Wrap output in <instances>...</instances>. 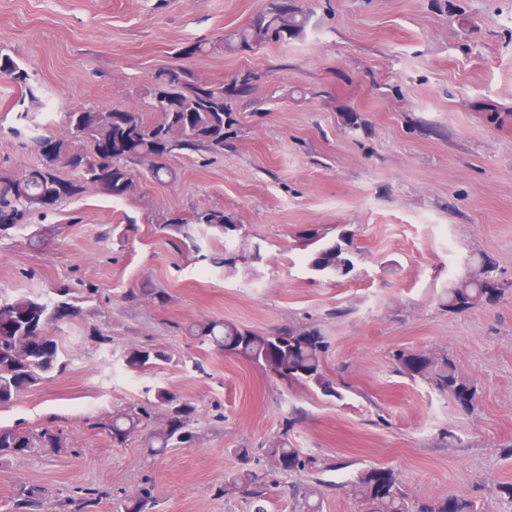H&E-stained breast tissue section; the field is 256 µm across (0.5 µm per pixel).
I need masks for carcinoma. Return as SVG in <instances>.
<instances>
[{"instance_id": "1", "label": "carcinoma", "mask_w": 512, "mask_h": 512, "mask_svg": "<svg viewBox=\"0 0 512 512\" xmlns=\"http://www.w3.org/2000/svg\"><path fill=\"white\" fill-rule=\"evenodd\" d=\"M309 14L299 3L285 10L282 0H268L266 8L252 23L224 35L222 48L250 53L265 43H283L299 36L307 26ZM0 75L29 85L30 74L10 54L0 51ZM251 90L250 76L230 87L222 83L199 82L184 67L161 71L148 89L150 107L157 119L149 124L138 112L115 109L111 112L77 110L68 113L67 125L72 138L83 142L76 147L67 139H56V154L40 153L41 163L29 168L20 178L0 184V236L18 227L33 212L51 207L86 192L124 198L133 187V167L152 156H170L185 151L206 150L221 154L231 137L232 124L226 103L227 93L242 97ZM207 228L227 235L238 230L222 209H201L187 219L166 218L162 228L173 233L180 245L194 242V233ZM309 250L311 271L325 278L343 277L353 267L352 252L344 237L326 239L314 231L302 238ZM467 297L470 307L491 304L498 296L486 293L480 281L462 277L448 289L443 306L448 313L460 312L457 299ZM78 296L60 290L59 298L33 297L27 294L0 296V408L14 405L31 388L54 373L66 369L53 326L81 314ZM190 336L208 343L217 351L241 357L276 375L288 384L317 390L326 397L343 399L324 364L328 341L321 331L311 327L290 326L263 335L221 319L199 320L187 328ZM169 357L157 347L135 349L124 355L131 370L167 362ZM394 371L414 381H421L454 401L460 392L470 394L475 408L478 389L446 353H428L417 363L411 351L393 355ZM154 406L164 409L163 423L148 429L152 414L132 405L112 411L102 427L112 442L122 445L135 435L144 436L143 445L152 455L197 438V408L164 386L153 389ZM62 433L46 427L25 430L19 426H0V462L28 456L39 451L63 448ZM239 466L224 474L218 496L240 495L254 504V512H268L264 502L270 499V486L250 468L253 460L264 458L265 465L284 477H300L301 484L291 485L295 503L301 512H320L311 498L319 494L306 475L317 472L316 459L288 441V437L269 442L265 448H235ZM339 488L358 498L364 512H479L477 503L467 496L415 499L405 491L399 473L391 468L369 466L342 481ZM41 492L34 486L18 490L17 512H34ZM156 497L151 485H143L130 496L114 503V512H154Z\"/></svg>"}]
</instances>
